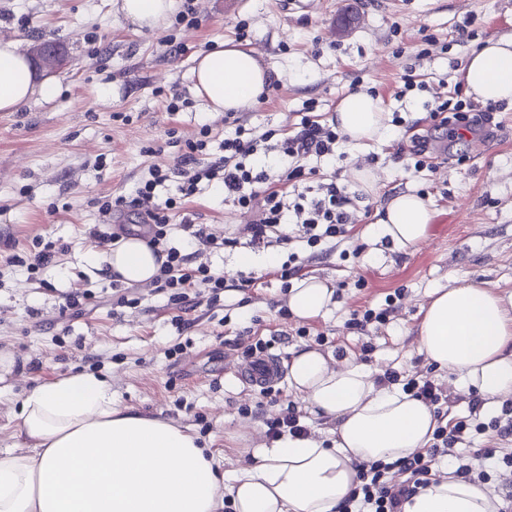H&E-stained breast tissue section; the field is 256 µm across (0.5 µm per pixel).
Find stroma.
Listing matches in <instances>:
<instances>
[{
	"instance_id": "35a3bbf8",
	"label": "stroma",
	"mask_w": 512,
	"mask_h": 512,
	"mask_svg": "<svg viewBox=\"0 0 512 512\" xmlns=\"http://www.w3.org/2000/svg\"><path fill=\"white\" fill-rule=\"evenodd\" d=\"M198 24L168 22L158 29L132 25L116 0H0V40L37 39L69 47L67 64L56 72V96L15 112H0V352L26 360L25 368L0 375V449L21 450L15 414L35 382L74 372H95L112 384L122 407L162 417L189 429L217 453L225 474L252 461L266 446V422L293 406L303 412L312 436L331 441L327 424L307 413L287 382L276 403L244 386L234 369L245 356L236 341L243 332L270 339L272 353L289 359L307 348L296 331L323 333L322 352L351 360L372 376L385 371L420 374L445 388L452 375L436 370L419 350L417 331L435 290L466 280L501 296L512 295V105L495 113L490 134L469 136L452 150L438 149L435 170L414 172L395 163L399 143L426 134L428 106L462 85L467 56L486 41L512 37V0H196ZM355 19L340 25L344 13ZM469 25L472 40L458 30ZM435 43L418 56L422 34ZM229 43L252 49L278 87L265 101L240 111L250 126L289 130L305 108L331 119L353 82L374 91L386 114L400 126L387 137L316 161V178L337 176L369 208L336 249L311 258L309 248L258 252L250 270L237 264L238 249L208 254L227 286L220 301L201 294L189 325L151 284H134L137 307L113 315L112 277L90 263L103 252L94 233L105 225L104 200L129 194L152 164L176 165L185 142L201 125L216 136L233 132L223 113L208 112L194 97L192 68L198 55ZM413 70L423 89L398 96L401 77ZM186 99L177 112L172 96ZM369 168L372 191L362 189L355 170ZM424 195L433 219L428 239L417 249H399L368 235L390 197ZM218 236L233 225L258 221L254 210L224 201L210 188L187 205ZM56 242L54 262L38 275L5 263L34 237ZM302 260V276L325 280L337 302L329 314L302 322L278 313L288 293L267 255ZM254 277L241 286V276ZM402 289L397 311L385 324L350 326L353 311L381 308L388 293ZM90 291L81 313L60 314L69 291ZM180 354H173V347Z\"/></svg>"
}]
</instances>
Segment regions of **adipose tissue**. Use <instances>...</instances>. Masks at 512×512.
Listing matches in <instances>:
<instances>
[{
  "label": "adipose tissue",
  "mask_w": 512,
  "mask_h": 512,
  "mask_svg": "<svg viewBox=\"0 0 512 512\" xmlns=\"http://www.w3.org/2000/svg\"><path fill=\"white\" fill-rule=\"evenodd\" d=\"M177 0H121L132 23L165 25ZM270 73L252 50L235 46L201 54L193 92L211 112H237L257 102ZM466 91L484 103H512V39L487 41L462 68ZM57 83L38 76L20 43H0V112L51 99ZM336 125L349 143L383 136L385 114L364 92L346 95ZM432 212L418 195L389 200L372 235L400 249L428 237ZM128 283H147L160 262L136 236L106 259ZM334 290L314 278L290 290L301 319L328 313ZM420 350L456 387L488 403L512 397V309L505 298L472 283L436 290L418 329ZM288 384L312 414L333 424L331 445L282 436L254 451L252 467L226 477L215 453L169 421L114 405L112 385L76 373L31 388L23 398L18 434L32 442L21 453L0 450V512H338L360 463L393 462L424 448L436 427L432 408L398 386H379L363 366L303 349L288 364ZM498 498L481 485L440 478L407 502L405 512H496Z\"/></svg>",
  "instance_id": "adipose-tissue-1"
}]
</instances>
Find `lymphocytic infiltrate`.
<instances>
[{"mask_svg": "<svg viewBox=\"0 0 512 512\" xmlns=\"http://www.w3.org/2000/svg\"><path fill=\"white\" fill-rule=\"evenodd\" d=\"M495 104L474 108L466 100L434 101L430 116L434 129L444 131L449 141L463 139L466 134L487 132L495 112ZM210 126H201L197 136L187 140L179 164L173 168L150 167L132 187L129 196L104 201L103 212L118 211L127 206L152 202V209L139 214L142 234L148 245L162 259L152 283L156 292L168 294L180 312L195 306L191 290L207 289L212 295L224 290L223 273L213 271L201 262L203 253L217 252L240 244L255 250L289 244L291 239L305 242L318 255L330 254L346 227L355 223L353 197L346 185L314 180L304 162L334 155L340 135L335 123L323 122L312 113H302L290 134L277 130L237 125L232 136L225 138L223 153L212 161H203L202 154L211 139ZM278 152L293 159V167L277 172L260 165L261 157ZM303 181L296 195L281 193L279 183ZM173 185L175 192L164 201H157V190ZM208 187H218L224 199L241 209H256L261 219L238 228L231 237L220 238L206 225L183 217V238L180 246L168 243L171 215L180 210L189 198ZM295 224L294 233H287L286 221ZM385 384H402L405 392L429 405L441 421L431 444L412 455L388 464L381 461L359 464L356 479L340 512H404V505L433 481L432 465L441 458L455 466L456 477L486 484L500 497L498 512H512V451L500 448H475L472 440L486 427L496 429L500 439L512 438V402L504 403L499 416L491 424L480 421L484 401L472 396L467 416L445 419L443 409L451 399L440 385L427 378L402 379L391 371L382 378ZM405 475L402 482L389 479L391 469Z\"/></svg>", "mask_w": 512, "mask_h": 512, "instance_id": "obj_1", "label": "lymphocytic infiltrate"}]
</instances>
